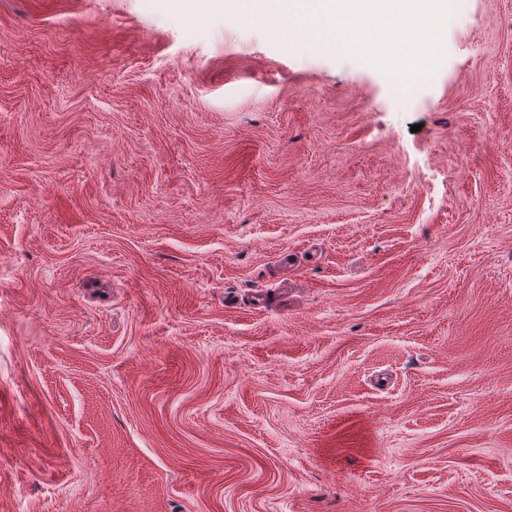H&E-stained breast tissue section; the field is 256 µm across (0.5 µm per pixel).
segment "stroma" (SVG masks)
Instances as JSON below:
<instances>
[{
  "label": "stroma",
  "instance_id": "stroma-1",
  "mask_svg": "<svg viewBox=\"0 0 512 512\" xmlns=\"http://www.w3.org/2000/svg\"><path fill=\"white\" fill-rule=\"evenodd\" d=\"M412 96L153 0H0V512H512V0Z\"/></svg>",
  "mask_w": 512,
  "mask_h": 512
}]
</instances>
